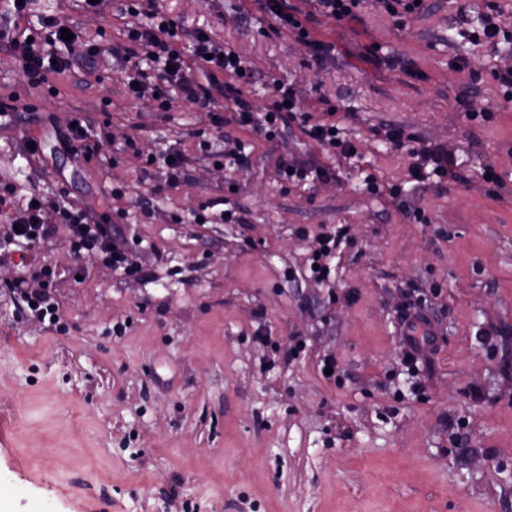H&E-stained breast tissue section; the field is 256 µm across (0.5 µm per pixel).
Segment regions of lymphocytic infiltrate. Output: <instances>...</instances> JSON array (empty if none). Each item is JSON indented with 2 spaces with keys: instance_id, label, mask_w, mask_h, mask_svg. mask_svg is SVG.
I'll use <instances>...</instances> for the list:
<instances>
[{
  "instance_id": "obj_1",
  "label": "lymphocytic infiltrate",
  "mask_w": 512,
  "mask_h": 512,
  "mask_svg": "<svg viewBox=\"0 0 512 512\" xmlns=\"http://www.w3.org/2000/svg\"><path fill=\"white\" fill-rule=\"evenodd\" d=\"M4 14L13 16L16 24L0 28V50L13 53L19 60L21 76L27 86L39 88L48 84L50 75L66 74L76 84L89 85L96 71V58L107 55L132 72L138 97H152L157 112L165 113L175 102L185 101L207 109L216 129H223L222 102L234 105L235 120L273 139L281 135L289 122L300 121L306 134L317 143L343 153L352 152V145L341 140L333 118V110L323 117H314L311 106L300 91L275 85L274 97L264 109L254 108L245 99L243 88L252 81L253 73L231 49L215 39L207 28L188 29L174 21L159 17L155 0H118L116 15L123 22L124 38L62 39L65 21L43 20L37 41H29L19 19L28 17L27 5L20 0H6ZM191 42L192 56L181 50L183 42ZM61 223L67 224L78 247L99 250L107 263L130 278L143 274V267L126 238L114 231L112 219L90 210L62 209ZM44 201L25 205L5 227L7 239L34 245L53 231L47 220Z\"/></svg>"
}]
</instances>
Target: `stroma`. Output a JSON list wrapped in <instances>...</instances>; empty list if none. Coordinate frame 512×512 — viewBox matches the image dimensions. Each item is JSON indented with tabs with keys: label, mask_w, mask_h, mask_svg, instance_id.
<instances>
[{
	"label": "stroma",
	"mask_w": 512,
	"mask_h": 512,
	"mask_svg": "<svg viewBox=\"0 0 512 512\" xmlns=\"http://www.w3.org/2000/svg\"><path fill=\"white\" fill-rule=\"evenodd\" d=\"M425 3L397 19L362 0L336 22L292 0L323 44L315 59L258 0H157L254 69V105L276 80L325 98L356 148L332 152L294 123L273 140L225 124L244 170L200 151L218 134L208 112L159 119L112 60L92 89L58 78L53 95L0 54V98L19 103L0 115V188L17 207L35 192L121 213L144 267L125 278L62 228L26 268L0 248V512H512V100L495 78L512 67V0ZM32 14L121 36L107 4L33 0ZM76 111L107 129L88 163L58 140ZM386 123L447 149L453 175L413 180ZM128 135L139 156L122 151ZM173 152L183 180L146 214L139 198L164 172L142 158ZM281 157L336 177L284 181ZM217 202L235 222L193 223ZM336 227L347 238L315 282L314 238ZM42 263L54 323L18 284ZM415 307L438 334L410 364L400 324Z\"/></svg>",
	"instance_id": "35a3bbf8"
}]
</instances>
